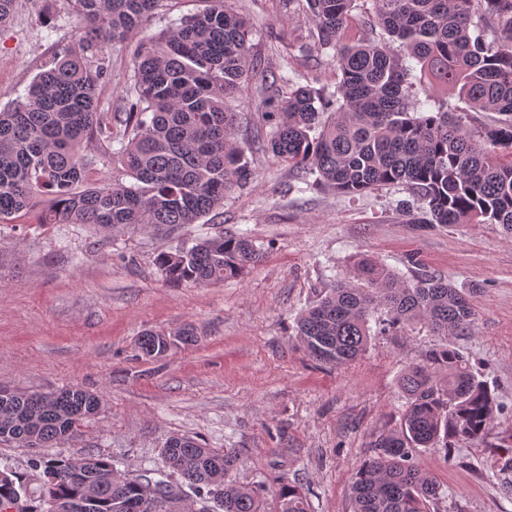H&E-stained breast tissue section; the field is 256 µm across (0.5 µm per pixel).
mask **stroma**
Here are the masks:
<instances>
[{"label": "stroma", "instance_id": "stroma-1", "mask_svg": "<svg viewBox=\"0 0 512 512\" xmlns=\"http://www.w3.org/2000/svg\"><path fill=\"white\" fill-rule=\"evenodd\" d=\"M251 27V53L300 85L335 91L334 52L310 36L304 0H230ZM71 0H16L0 25V108L23 96L43 65L79 45ZM134 41L102 43L92 54L102 132L85 144L89 183L120 168L118 114L132 84ZM252 79L233 100L237 139L254 179L224 201L223 220L175 234H99L81 224L0 223V385L51 393L78 387L103 398L98 415L46 449L49 457L111 458L130 474L169 470L165 438L184 434L211 448H241L237 482L272 498L279 484L303 488L311 512H350V492L372 441L405 404L400 375L432 348L451 346L496 395L492 436L512 432V233L498 224H409L414 198L399 186L361 195L321 187L297 193L287 167L255 142L269 132L272 99ZM244 232L262 262L216 284L175 286L160 253L219 232ZM369 259L405 279L437 275L476 313L470 336H437L421 324L385 331L371 325L365 355L324 368L296 336L301 311L337 281L355 280ZM192 326V344L160 358L137 356L148 330ZM419 466L445 496L440 512H512V470L488 443H456L453 454L427 449Z\"/></svg>", "mask_w": 512, "mask_h": 512}]
</instances>
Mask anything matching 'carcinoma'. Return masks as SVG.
Listing matches in <instances>:
<instances>
[{
    "label": "carcinoma",
    "instance_id": "carcinoma-1",
    "mask_svg": "<svg viewBox=\"0 0 512 512\" xmlns=\"http://www.w3.org/2000/svg\"><path fill=\"white\" fill-rule=\"evenodd\" d=\"M207 7L163 33L139 41L134 85L122 113L119 140L126 183L76 190L91 161L82 145L101 132L95 89L102 71L87 52L137 33L161 0H73L83 24L80 47L55 56L26 95L0 110V223L34 213L52 196L40 224H83L99 233L140 230L171 235L224 207L253 172L236 139L237 113L228 99L257 75L250 26L228 0ZM358 0H306L311 37L335 51L336 90L283 85L262 75L260 93L281 101L265 113L267 149L296 182L309 176L335 193L359 195L396 185L422 203L411 224H500L512 231V0H373L382 41L355 31ZM439 93L435 108L414 100L413 87ZM464 107L448 108V96ZM499 118L487 126L481 114ZM263 259L245 234H218L158 255L173 284L237 278ZM362 288L340 281L299 317L297 336L309 357L341 366L365 354L370 319L387 325L422 322L436 335H471L476 314L468 299L437 276L404 281L373 262L358 267ZM194 329L147 331L145 357L166 353ZM407 396L398 423L374 440V455L357 469L353 512H433L439 482L416 461L421 449L490 434L496 408L490 389L457 350H430L399 378ZM101 396L81 388L23 393L0 388V441L52 448L98 414ZM161 456L181 484L162 502L144 493L147 475L121 472L101 456H42L31 463L40 480L39 505L24 512H72L77 499L92 512H189L188 487L219 512H310L301 488L281 484L273 507L259 491L232 479L241 448H207L168 436ZM27 495V483L0 471V502Z\"/></svg>",
    "mask_w": 512,
    "mask_h": 512
}]
</instances>
